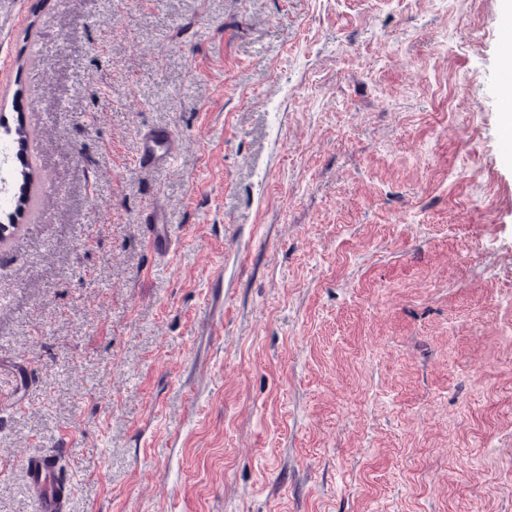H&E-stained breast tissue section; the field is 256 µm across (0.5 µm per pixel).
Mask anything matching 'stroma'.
Listing matches in <instances>:
<instances>
[{"mask_svg": "<svg viewBox=\"0 0 512 512\" xmlns=\"http://www.w3.org/2000/svg\"><path fill=\"white\" fill-rule=\"evenodd\" d=\"M510 37L512 0H0L56 188L0 246V512L30 452L68 512H512ZM142 141L139 164L147 168L166 164L179 147L178 141L174 140L168 133L157 130L145 131Z\"/></svg>", "mask_w": 512, "mask_h": 512, "instance_id": "35a3bbf8", "label": "stroma"}]
</instances>
